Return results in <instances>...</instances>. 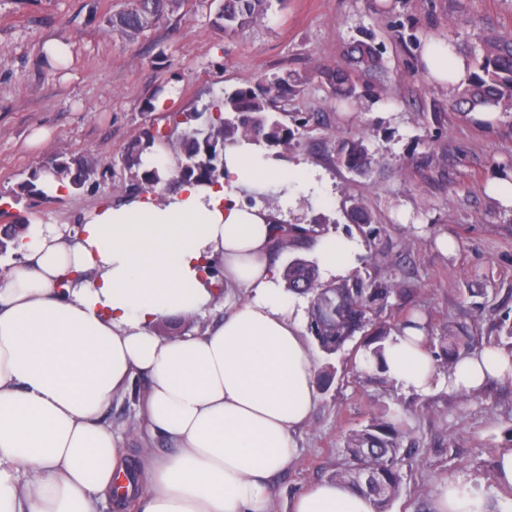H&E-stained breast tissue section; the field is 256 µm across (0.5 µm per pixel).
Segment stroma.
I'll return each mask as SVG.
<instances>
[{
	"label": "stroma",
	"instance_id": "1",
	"mask_svg": "<svg viewBox=\"0 0 512 512\" xmlns=\"http://www.w3.org/2000/svg\"><path fill=\"white\" fill-rule=\"evenodd\" d=\"M130 0H0V206L9 220L81 223L99 202L126 199L128 175L120 159L147 126L167 127L168 113L186 111L233 86L267 74H308L344 61L355 40L381 48L385 71L363 75L361 104L336 101L311 82L280 99V111L307 118L310 129L286 151L264 150L282 168H299L312 187H290L281 220L307 225L329 217L325 234L357 237L360 275L396 293L377 309L378 323L397 324L415 313L427 319L430 348L446 332L466 337L469 351L512 347V209L486 192L488 180L512 174V115L475 125L451 103L457 91L436 85L420 65L424 42L440 38L457 50L483 34L512 33V0H286L264 26L233 37L211 24L210 0H185L177 18L163 20L137 40L113 32L110 19ZM69 44L67 64L47 63V41ZM155 111H145L147 100ZM39 129L49 137L30 138ZM358 137L375 165L357 176L337 161L341 138ZM94 156L105 177L76 195L17 199L20 182L52 158ZM362 199L368 224L349 223L350 198ZM455 241L453 254L436 241ZM309 349L317 371H331L327 388L295 437L299 455L272 487L271 512H292L296 494L329 481L347 463L349 434L376 416L402 419L410 454L389 512H433L446 481L497 488L495 461L512 447V378L493 379L475 393L450 390L447 366L429 395L408 393L389 377L360 369L365 348L355 335L328 354ZM135 378L102 418L122 432L131 458L166 443L140 427Z\"/></svg>",
	"mask_w": 512,
	"mask_h": 512
}]
</instances>
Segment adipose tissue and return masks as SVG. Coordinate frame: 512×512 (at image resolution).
I'll list each match as a JSON object with an SVG mask.
<instances>
[{"label":"adipose tissue","mask_w":512,"mask_h":512,"mask_svg":"<svg viewBox=\"0 0 512 512\" xmlns=\"http://www.w3.org/2000/svg\"><path fill=\"white\" fill-rule=\"evenodd\" d=\"M420 60L431 82L465 85L471 69L444 40ZM308 184L250 146L228 151L217 187L104 203L74 229L33 227L0 274V512H98L117 496L137 512H269L274 478L297 458L294 431L316 405L315 364L294 318V293L270 259L276 228L241 192ZM362 254L357 238L328 236L316 261L343 278ZM243 292L199 335L159 336L158 322L191 316L218 297L207 264ZM386 374L427 393L436 365L425 333L403 327L384 344ZM147 386L141 425L171 452L150 456L137 482L115 489L130 460L101 421L136 376ZM512 377V353L484 347L449 378L473 393ZM435 512H512V497L473 484L439 487ZM293 512H374L369 496L337 482L300 492Z\"/></svg>","instance_id":"adipose-tissue-1"}]
</instances>
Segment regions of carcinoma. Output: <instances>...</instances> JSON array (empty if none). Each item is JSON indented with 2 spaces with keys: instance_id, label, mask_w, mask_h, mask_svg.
Masks as SVG:
<instances>
[{
  "instance_id": "obj_1",
  "label": "carcinoma",
  "mask_w": 512,
  "mask_h": 512,
  "mask_svg": "<svg viewBox=\"0 0 512 512\" xmlns=\"http://www.w3.org/2000/svg\"><path fill=\"white\" fill-rule=\"evenodd\" d=\"M216 8L212 24L231 35L260 25L273 4L284 0H214ZM184 0H132L128 7L112 16V29L134 39L174 15ZM478 72L455 100L464 112L495 108L503 114L512 112V37L487 36L471 51ZM383 69L382 51L372 42L354 41L347 48L346 63L322 68L315 78L329 93L345 100L362 97L355 81L357 73H377ZM309 77L300 74L265 76L255 83L233 87L202 108L191 112H171L166 119L173 125L172 133L163 135L147 128L137 136L122 155L128 173L130 191L168 192L183 183L217 185L224 178V152L242 144L288 150L294 144L295 130L288 127V114L273 110L276 100L299 91ZM165 151L170 163L144 167L143 156ZM337 159L341 166L356 175H366L373 164V155L364 140L346 137L339 141ZM99 167L85 159L57 156L45 166L36 168L18 186L19 197L47 195L45 177L59 183L58 191L81 190L98 173ZM346 216L353 224L371 223V214L364 204L351 200ZM280 231L277 250L297 245L300 238L318 235V230L276 221ZM316 262L293 258L284 267L282 278L286 288L299 294H312L309 309L311 332L320 347L336 353L364 331L375 309L387 304L394 289L376 286L353 275L331 284L319 281ZM391 328L381 326L368 336L367 345L375 360L376 370L384 372L383 343ZM442 347L450 357L461 358L465 341L460 336L441 337ZM401 424L375 418L364 428L350 434L344 446L349 469L333 476V480L349 484L372 498L375 512H389L401 484V467L406 449L401 447Z\"/></svg>"
}]
</instances>
